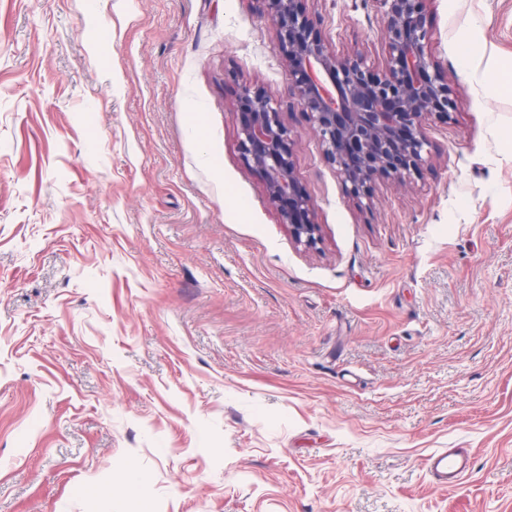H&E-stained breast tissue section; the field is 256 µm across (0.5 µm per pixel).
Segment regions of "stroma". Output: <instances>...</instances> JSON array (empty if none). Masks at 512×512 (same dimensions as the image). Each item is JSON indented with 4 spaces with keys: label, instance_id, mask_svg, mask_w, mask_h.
Returning <instances> with one entry per match:
<instances>
[{
    "label": "stroma",
    "instance_id": "35a3bbf8",
    "mask_svg": "<svg viewBox=\"0 0 512 512\" xmlns=\"http://www.w3.org/2000/svg\"><path fill=\"white\" fill-rule=\"evenodd\" d=\"M306 6L382 63L376 0ZM424 13L422 179L358 207L284 117L307 250L239 152L251 0H0V512H512V0ZM425 468L437 485L454 488L472 469V458L463 448H442L427 458Z\"/></svg>",
    "mask_w": 512,
    "mask_h": 512
}]
</instances>
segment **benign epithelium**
Returning a JSON list of instances; mask_svg holds the SVG:
<instances>
[{
  "mask_svg": "<svg viewBox=\"0 0 512 512\" xmlns=\"http://www.w3.org/2000/svg\"><path fill=\"white\" fill-rule=\"evenodd\" d=\"M273 25L291 76L288 111L304 113L336 169L347 197L373 204L377 186H403L429 165L425 120H444L457 109L455 91L431 51L433 33L423 0H377L384 62L368 64L355 47L331 51L304 0H251ZM238 144L243 161L263 174L269 200L295 242L307 250L321 243L315 206L295 175L291 130L282 104L264 90L243 85Z\"/></svg>",
  "mask_w": 512,
  "mask_h": 512,
  "instance_id": "1",
  "label": "benign epithelium"
}]
</instances>
